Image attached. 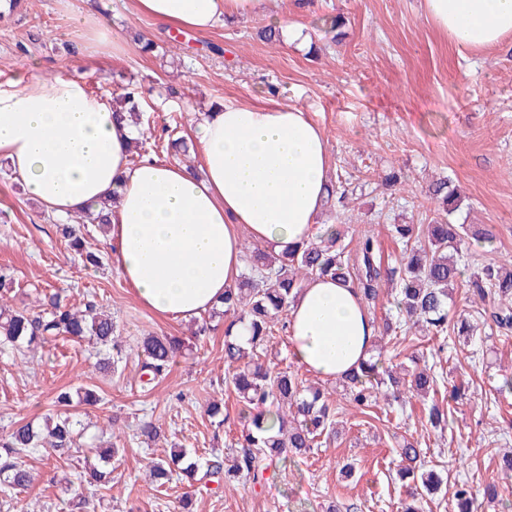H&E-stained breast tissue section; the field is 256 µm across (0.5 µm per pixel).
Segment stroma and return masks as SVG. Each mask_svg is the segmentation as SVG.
Instances as JSON below:
<instances>
[{
  "label": "stroma",
  "instance_id": "1",
  "mask_svg": "<svg viewBox=\"0 0 512 512\" xmlns=\"http://www.w3.org/2000/svg\"><path fill=\"white\" fill-rule=\"evenodd\" d=\"M278 11L306 27L304 48L263 39L269 19L262 14L198 33L156 26L135 15L130 0H21L0 20V81L34 61L48 74L89 75L90 90L102 97L131 81L144 92L146 123L176 124L185 134L218 99L298 107L322 130L331 172L348 191L345 207L325 206L317 224L339 225L349 245L373 235L386 265L401 252L391 225L462 224L490 236L466 244V269L512 266V38L489 50L457 46L424 15L421 0H280ZM87 13L106 17L123 46L119 55L86 50L73 20ZM333 17L341 21L335 30ZM137 34L157 43L153 55L138 52ZM439 180L456 193L446 211L429 194ZM57 224L0 164V268L14 279V304L35 306L46 289L64 290L67 303L79 308L95 301L111 313L122 345L123 359L109 375L95 369L83 342L60 339L25 354L0 353V432L19 420L42 425L60 392L89 387L102 396L101 404L79 406L88 430L72 453L86 455L91 436L103 432L123 455L113 464L111 489L79 493L92 512H176L185 495L191 512H325L331 503L402 512L408 492L396 470L406 439L450 479L422 500L423 512H454L457 480L499 483L502 501L483 512H512V481L501 482L491 463L512 449V394L497 393L512 374V333L483 326L460 286L448 302L449 318L467 316L477 332L443 339L413 331L401 350L405 358L423 354L441 385L464 388L445 430L429 425V404L421 398L357 407L331 382L338 436L270 466L264 485L244 475L228 490L183 480L156 493L148 463L169 449L219 455L228 464L236 454L244 422L224 382L228 320L210 311L186 321L145 309L120 276L106 232L90 224L84 233L85 250L103 257L95 267L67 248ZM203 321L213 329L200 336ZM163 334L182 339L184 350L166 378L142 389L137 350L145 337ZM260 356L305 383L319 382L293 360L286 316H279ZM215 400L222 403L217 419L206 413ZM142 420L160 425L155 443L136 436ZM26 462L37 474L34 484L19 493L0 491V512H78L72 501L79 494L64 491L65 470L54 457L43 450ZM346 464L348 478L340 472Z\"/></svg>",
  "mask_w": 512,
  "mask_h": 512
}]
</instances>
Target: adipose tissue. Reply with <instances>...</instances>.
Returning <instances> with one entry per match:
<instances>
[{
	"instance_id": "adipose-tissue-1",
	"label": "adipose tissue",
	"mask_w": 512,
	"mask_h": 512,
	"mask_svg": "<svg viewBox=\"0 0 512 512\" xmlns=\"http://www.w3.org/2000/svg\"><path fill=\"white\" fill-rule=\"evenodd\" d=\"M425 15L457 45L489 49L512 35V0H422ZM135 14L206 32L219 21L268 15L289 39L300 25L270 0H133ZM137 129L116 120L85 76L30 65L0 82V160L45 212L65 220L114 199L110 236L123 279L162 316L190 319L220 304L239 279L242 235L284 249L308 239L326 200L327 141L294 106H213L189 143L198 161L130 164ZM293 359L326 381L371 356L374 329L353 289L305 283L288 309Z\"/></svg>"
}]
</instances>
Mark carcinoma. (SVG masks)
Returning <instances> with one entry per match:
<instances>
[{"mask_svg": "<svg viewBox=\"0 0 512 512\" xmlns=\"http://www.w3.org/2000/svg\"><path fill=\"white\" fill-rule=\"evenodd\" d=\"M113 112L122 117L127 112L140 116L134 92L121 89L112 102ZM167 149L177 154L188 151L184 136L176 129L165 128ZM109 223L107 207L91 209L75 219L60 224L65 243L73 250H83L82 228L87 224ZM392 233L409 252L399 266L385 268L377 260L375 240L370 235L359 238L355 252L347 251L342 236L329 227L300 245L282 252L252 249L246 254L250 272L233 288L224 290L223 313L231 315L224 329V363L228 368L226 383L242 403L240 414L248 421L243 430L241 455L234 464L219 461L194 460L184 448H176L164 458L151 460L150 474L162 487L183 477L195 479L197 474L212 477L224 474V486L229 487L246 473L259 481L263 472L259 460L275 462L288 454H303L322 444L320 438L338 433V421L330 395L320 387L306 386L298 378L275 372L259 361L257 352L273 336L278 315L286 311L306 281L314 277H330L355 288L363 302L375 300L384 284L395 285L394 301L399 319L374 326V346H381L384 336H397V343L407 340L414 327H423L435 335L450 334L448 297L450 288L458 283L462 271L459 265L462 245L468 236L462 224H394ZM473 302L490 307L485 321L489 329L498 332L512 330V271L502 266L484 265L471 272L465 280ZM11 289L6 277L0 275V350L19 351L26 347H42L65 337L79 342L85 338L95 341V366L110 371L117 363L115 357L102 356L108 349L122 350L115 340L112 318L96 304L74 309L64 303L59 294H46L38 300L40 310L27 307L8 308L6 300ZM243 326L246 342L235 336L234 328ZM183 348L174 336H149L143 340L141 372L147 386L155 383L168 371ZM437 385V376L430 366L415 367L405 377L394 374L393 367L382 359H371L351 370L342 379L343 391L357 406L377 398L379 390L392 391L399 402L408 395H426ZM80 421L73 413H47L45 428L35 429L30 423H18L8 435L0 438V486L9 491H22L32 484V475L25 458L39 448L48 446L59 460L76 447L81 431ZM119 455V449L106 448L97 458L85 461L77 473L80 484L106 488L112 483V470L106 467ZM397 475L409 480L411 502L404 512H421L420 497L431 495L443 484L442 476L421 463L420 449L403 441ZM456 512H481L483 503L498 500V486L488 483L474 488L466 482L457 485L454 493Z\"/></svg>", "mask_w": 512, "mask_h": 512, "instance_id": "1", "label": "carcinoma"}]
</instances>
